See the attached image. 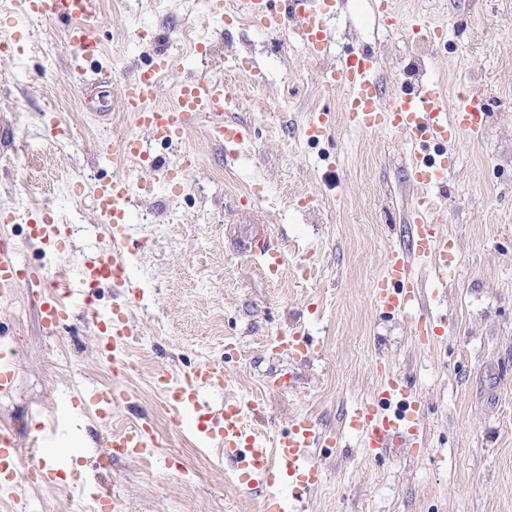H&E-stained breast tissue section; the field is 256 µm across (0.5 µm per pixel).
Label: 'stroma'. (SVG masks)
Instances as JSON below:
<instances>
[{
    "label": "stroma",
    "mask_w": 512,
    "mask_h": 512,
    "mask_svg": "<svg viewBox=\"0 0 512 512\" xmlns=\"http://www.w3.org/2000/svg\"><path fill=\"white\" fill-rule=\"evenodd\" d=\"M398 23L379 21L372 0H345L328 23L322 61L292 33L249 18L225 20L199 0H95L100 54L87 62L101 84L87 93L74 80L61 21L23 16L21 0H0V32L28 36L24 52L0 56V209L33 202L67 225L66 250L30 236L26 218L0 223L22 264L45 284L76 277L107 243L94 216V191L116 172L149 182L136 198L127 234L133 285L130 367L113 374L102 355L104 316L120 289H96L97 317L76 310L70 329L50 334L32 289L0 297V357L15 372L0 393V432L14 436L19 472L32 464L31 437L53 441L47 485L23 481L13 512H256L270 487L291 494V478L239 486L232 466L215 460L175 426L154 376L181 378L210 363L223 388L203 407L238 404L248 429L269 440L297 416L310 417L332 444L308 459L323 470L307 512H512V0H397ZM441 27L439 43L419 51L415 18ZM204 37L195 51L186 31ZM368 49L383 95L419 82L437 84L452 110L458 91L489 114L482 141L463 135L442 199L440 233L456 244L447 284L434 258L413 262L424 311L436 331L420 345L418 311L380 306L373 286L392 251L412 243L414 190L401 132L366 133L346 118L345 88H327L331 68ZM171 58L160 104L195 76L226 83L224 119L242 126L247 145L225 152L197 125L182 142L152 143L143 160L118 165L101 142L137 133L120 85L158 55ZM247 58L251 70H237ZM335 115L331 132L311 137L310 114ZM70 133L56 135L57 125ZM188 183L171 185L185 152ZM67 182L31 181L33 165ZM267 235L286 255L269 276L252 238ZM295 331L311 346L299 358L272 345ZM406 378L420 405L413 446L375 452L348 429L353 409L380 392L385 375ZM118 388L124 402L100 413L88 397ZM152 427L155 457L99 466L96 448L111 431Z\"/></svg>",
    "instance_id": "obj_1"
}]
</instances>
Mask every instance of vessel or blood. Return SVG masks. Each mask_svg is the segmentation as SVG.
I'll return each mask as SVG.
<instances>
[{"label": "vessel or blood", "mask_w": 512, "mask_h": 512, "mask_svg": "<svg viewBox=\"0 0 512 512\" xmlns=\"http://www.w3.org/2000/svg\"><path fill=\"white\" fill-rule=\"evenodd\" d=\"M270 0H243V10L255 21L272 32L292 25L305 41L310 55L321 58L328 40L326 23L336 9L337 0H284L285 8L273 11ZM27 12L44 18L59 20L67 25L68 41L73 49L70 64L80 67L85 57L94 55L98 40L93 28L83 21L91 7V0H24ZM168 56H159L154 65L139 71L125 81L121 88L122 106L133 114L141 129L140 134L114 141L112 153L117 159L143 156L146 142L176 143L201 116L211 119L209 136L222 142L227 153L236 154L246 142L244 129L224 122V81L217 77L197 76L182 82L172 106H157L162 72L169 69ZM377 62L370 51L358 53L352 60L331 71L326 81L329 86H342L350 91L347 99V120L355 129L366 132L392 128L409 136L411 141L433 146V153L411 152L408 166L418 191L412 198V247L407 251L392 252L384 277L375 284V297L380 305L396 310L415 301L417 282L413 273L415 257L438 254L440 272L448 270V254L455 244L439 235L436 225L445 223V208L436 194L448 180L450 151L462 134L479 139L487 122L485 109L477 107L471 98L460 97L453 112L442 111V96L438 85L425 83L416 89L390 97L382 96L375 74ZM132 188L123 178L100 183L95 193V210L99 223L112 227L111 244L101 246L95 258L81 270L77 279L68 284L65 295L39 294L42 319L48 329L65 323L73 311L87 303L90 289L110 284L128 287L130 284L124 248L127 242L126 226ZM33 237L45 241L55 249H62L63 229L44 213L32 214ZM37 269L18 260L16 249L0 244V294L27 288L39 282ZM108 342L106 355L111 356L114 369L127 368L126 346L130 336L128 314L125 309L113 310L107 320ZM224 371L221 367L200 365L189 372L177 387H170L165 374H158L156 385L171 393L169 409L179 425L188 427L204 447L220 449L230 461L239 481L254 483L256 478L269 473L271 465L292 477L297 488L292 497V512H304V490L316 485L322 470L317 465L300 466V459L309 448L323 441L324 436L308 417L293 420L287 432L279 433L272 444H265L256 434L247 431L238 408L227 407L219 417L203 413L199 405L202 392L222 387ZM419 406L408 385L399 377L388 378L376 398L360 404L351 414L349 425L362 436L368 448L386 449L405 447L409 436L417 429ZM10 435H0V485L18 486L17 466L8 452ZM159 446L155 434L148 427L137 425L116 430L105 436L100 444V455L123 454L137 460L154 454Z\"/></svg>", "instance_id": "b4317fda"}]
</instances>
